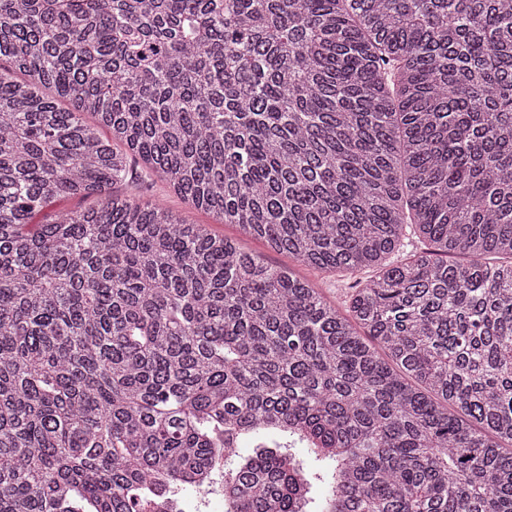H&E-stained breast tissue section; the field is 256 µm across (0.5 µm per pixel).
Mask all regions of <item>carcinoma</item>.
Here are the masks:
<instances>
[{"instance_id": "carcinoma-1", "label": "carcinoma", "mask_w": 512, "mask_h": 512, "mask_svg": "<svg viewBox=\"0 0 512 512\" xmlns=\"http://www.w3.org/2000/svg\"><path fill=\"white\" fill-rule=\"evenodd\" d=\"M0 57V512H512V0H0ZM140 160L351 315L159 203L47 213Z\"/></svg>"}]
</instances>
